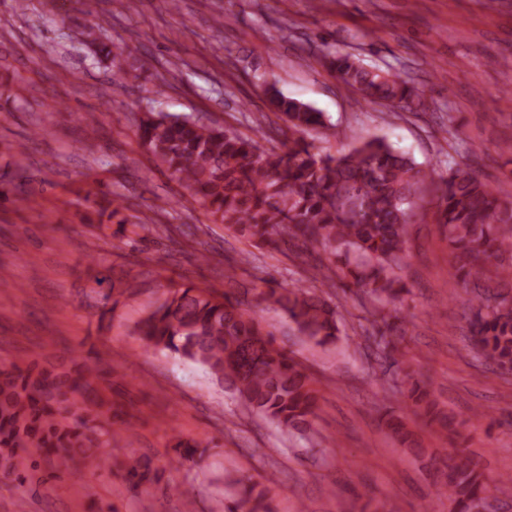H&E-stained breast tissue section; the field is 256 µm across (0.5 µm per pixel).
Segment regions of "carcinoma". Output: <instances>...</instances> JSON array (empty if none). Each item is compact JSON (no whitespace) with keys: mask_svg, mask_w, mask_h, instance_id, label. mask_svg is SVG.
Listing matches in <instances>:
<instances>
[{"mask_svg":"<svg viewBox=\"0 0 512 512\" xmlns=\"http://www.w3.org/2000/svg\"><path fill=\"white\" fill-rule=\"evenodd\" d=\"M102 24L75 40L96 46L110 61L112 82L130 86L124 50L101 39ZM340 80L366 102L393 106L420 95L419 88L389 65L366 63L350 53L324 57ZM269 109L288 130L324 126L322 113L278 92ZM137 135L154 166L198 200L216 223L273 250L323 251L330 263L314 266L319 284L258 295L294 323L317 346L338 340V311L326 298L335 279L378 302L409 292L398 274L406 258L415 198L428 174L383 139H368L332 155L296 140L282 151L264 150L257 141L191 115L146 112ZM15 202L28 200L31 176L17 169ZM437 223L455 262L452 277L472 285L468 328L478 354L502 373L512 372V289L483 278L488 265L512 251V195L491 187L467 170L451 171L438 188ZM147 344L202 365L250 413L302 435L314 431L318 390L310 373L288 350L249 301L195 286L170 288L137 324ZM99 354L72 350L70 365L59 370L24 361L0 366V477L31 481L40 463L48 476L79 466L112 468L97 449L110 432L132 431L130 413ZM409 398L429 422L455 435L453 419L432 398L428 379L406 374ZM108 387L116 399L100 396ZM389 433L417 458L440 464L444 478L436 492L448 496L453 512H475L497 502L509 476L489 478L465 456V449L425 448L405 418L391 414ZM182 449L178 462L195 460L201 442L173 437ZM119 470L134 487L158 481L150 457L129 454ZM234 489L225 512H271L265 485L249 476L227 475Z\"/></svg>","mask_w":512,"mask_h":512,"instance_id":"cac0c4a2","label":"carcinoma"}]
</instances>
